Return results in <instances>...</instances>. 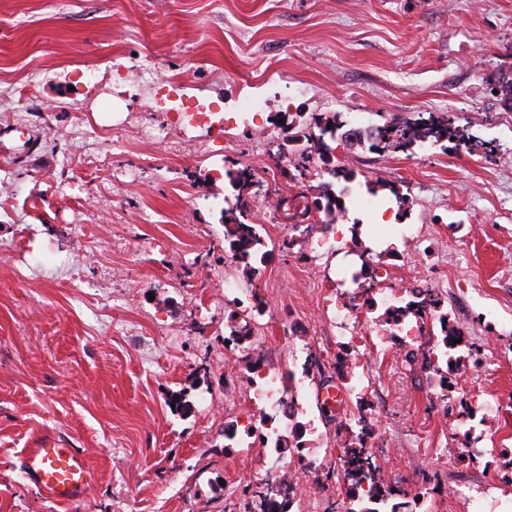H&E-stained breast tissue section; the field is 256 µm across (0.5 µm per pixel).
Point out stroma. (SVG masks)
Segmentation results:
<instances>
[{"instance_id":"stroma-1","label":"stroma","mask_w":512,"mask_h":512,"mask_svg":"<svg viewBox=\"0 0 512 512\" xmlns=\"http://www.w3.org/2000/svg\"><path fill=\"white\" fill-rule=\"evenodd\" d=\"M511 45L512 0H0V512H243L244 489L281 465L307 486L292 512L344 498L303 461L336 468L350 439L317 394L338 378L331 329L354 257L342 242L318 247L321 213L295 229L284 211L253 208L264 253L253 272L228 264L222 218L231 168H252L286 204L318 194L313 181L287 194L276 123L336 112L363 128L452 112L499 146L490 159L341 142L335 154L407 199L361 184L341 217L380 268L370 296L402 288L392 255L414 237L429 255L410 256L462 325V352L482 357L467 395L445 398L420 366L372 347L359 389L379 414L380 475L415 512H512L500 453L512 449V109L490 91ZM247 98L262 109L242 120ZM199 109L206 122L180 121ZM161 126L171 143L144 140ZM383 211L399 234L378 223ZM228 272L252 285L253 338L281 351V375L303 390V454L253 449L245 410L224 403L225 380L248 397L255 379L224 341ZM177 391L189 411L171 408ZM486 400L502 412L477 425L480 456L450 464L445 449L466 445L463 408ZM42 430L95 470L82 500L62 506L28 483L23 452Z\"/></svg>"}]
</instances>
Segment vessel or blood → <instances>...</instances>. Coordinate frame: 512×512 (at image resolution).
I'll return each instance as SVG.
<instances>
[{"mask_svg": "<svg viewBox=\"0 0 512 512\" xmlns=\"http://www.w3.org/2000/svg\"><path fill=\"white\" fill-rule=\"evenodd\" d=\"M23 466L27 480L42 495L58 503L79 501L95 480L86 456L67 447L64 439L50 430L30 438Z\"/></svg>", "mask_w": 512, "mask_h": 512, "instance_id": "vessel-or-blood-1", "label": "vessel or blood"}]
</instances>
